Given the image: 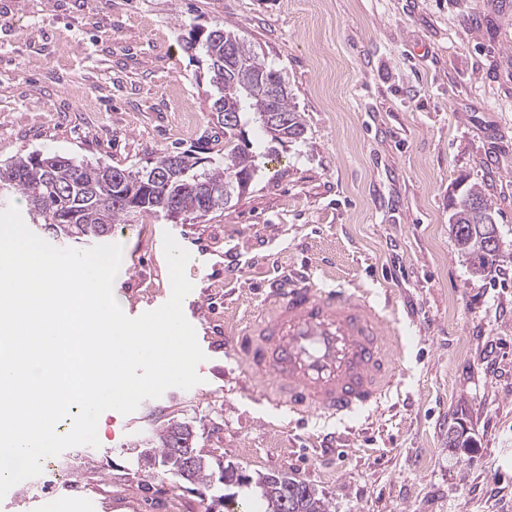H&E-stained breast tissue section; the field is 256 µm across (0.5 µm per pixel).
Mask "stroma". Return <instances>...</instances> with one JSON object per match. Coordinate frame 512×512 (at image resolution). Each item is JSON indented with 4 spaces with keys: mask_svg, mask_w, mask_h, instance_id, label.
<instances>
[{
    "mask_svg": "<svg viewBox=\"0 0 512 512\" xmlns=\"http://www.w3.org/2000/svg\"><path fill=\"white\" fill-rule=\"evenodd\" d=\"M220 20L280 70L302 142L278 159L248 126L258 175L195 224L139 216L108 244L128 317L171 296L163 235L190 251L184 302L200 384L108 410L93 460L15 485L0 512H186L195 486L134 464L138 437L190 422L213 464L285 473L331 512H512V0H0V164L40 151L137 170L218 133L217 89L187 23ZM493 203L500 256L472 274L448 229L458 178ZM380 296L401 334L378 411L306 420L248 392L215 324L245 330L277 281ZM460 423L469 450L448 446Z\"/></svg>",
    "mask_w": 512,
    "mask_h": 512,
    "instance_id": "1",
    "label": "stroma"
}]
</instances>
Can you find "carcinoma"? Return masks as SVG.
Instances as JSON below:
<instances>
[{
	"instance_id": "cac0c4a2",
	"label": "carcinoma",
	"mask_w": 512,
	"mask_h": 512,
	"mask_svg": "<svg viewBox=\"0 0 512 512\" xmlns=\"http://www.w3.org/2000/svg\"><path fill=\"white\" fill-rule=\"evenodd\" d=\"M188 44H199L208 58L209 82L220 96L212 103V114L224 129V149L220 159L207 164L190 151H166L142 172L104 164L75 160L40 152L21 153L0 165V208L14 196L29 205L33 224L54 240L80 242L107 235L115 224H127L138 215H163L176 224L202 222L224 209V186L232 198L248 190L257 172L255 155L240 142L241 130L224 125V113L237 112L258 126L268 153L278 155V147L296 142L305 133L300 112L290 91L274 104L265 119L262 85L269 78L286 82L277 70L267 67L253 46L234 30L216 21L210 26L194 25ZM162 177L159 183L151 175ZM216 190V197L195 187L192 177ZM449 228L459 250L470 259L472 272L484 275L499 257V245L489 246L498 233L495 210L477 185L466 187L449 218ZM191 449L194 463L184 481L215 492L221 485H250L251 495L264 506V512H284L285 499L296 512H329V503L318 491L283 473H259L252 477L236 474L232 465L220 470L224 480L214 478L212 463L194 448L191 427L168 421L154 428L142 441L136 456L138 468L148 472L157 462L167 464L163 471L173 473L175 454Z\"/></svg>"
}]
</instances>
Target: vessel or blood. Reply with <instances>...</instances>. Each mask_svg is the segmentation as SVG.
<instances>
[{
  "mask_svg": "<svg viewBox=\"0 0 512 512\" xmlns=\"http://www.w3.org/2000/svg\"><path fill=\"white\" fill-rule=\"evenodd\" d=\"M393 329L368 296L316 285L308 276L274 289L271 312L232 339L267 399L301 416L342 418L379 403L396 365Z\"/></svg>",
  "mask_w": 512,
  "mask_h": 512,
  "instance_id": "b4317fda",
  "label": "vessel or blood"
}]
</instances>
